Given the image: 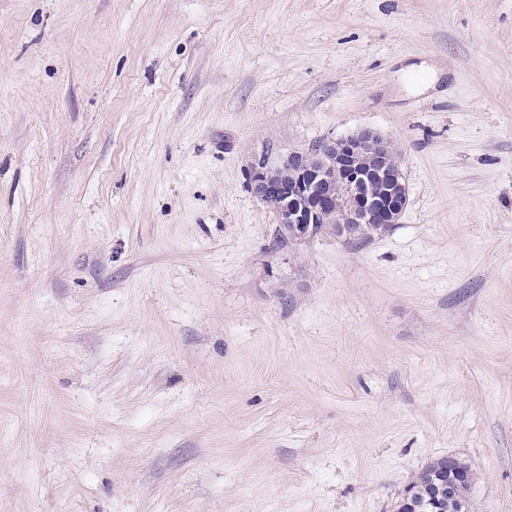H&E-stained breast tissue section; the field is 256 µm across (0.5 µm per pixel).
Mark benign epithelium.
Instances as JSON below:
<instances>
[{"mask_svg":"<svg viewBox=\"0 0 512 512\" xmlns=\"http://www.w3.org/2000/svg\"><path fill=\"white\" fill-rule=\"evenodd\" d=\"M247 187L272 208L283 245L301 243L336 230L348 237L366 224H396L405 208L407 186L391 142L365 129L325 140L310 150H282L268 145L246 171ZM471 471L448 458L445 471L429 477L448 501Z\"/></svg>","mask_w":512,"mask_h":512,"instance_id":"7a95c632","label":"benign epithelium"}]
</instances>
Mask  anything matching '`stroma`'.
Returning a JSON list of instances; mask_svg holds the SVG:
<instances>
[{
  "mask_svg": "<svg viewBox=\"0 0 512 512\" xmlns=\"http://www.w3.org/2000/svg\"><path fill=\"white\" fill-rule=\"evenodd\" d=\"M407 204L274 244L266 144ZM512 512V0H0V512ZM448 470L450 472V476L448 478ZM444 472L432 475L428 477L430 483L436 486L439 490L444 491V489L448 490V497L445 500H440L438 507L440 509H447V511L440 512H455L448 511V502H458L459 511L463 512H471V506L469 502H461L457 499L456 496V487L458 484L463 482L470 481L472 477L471 471L465 467L462 463L458 462L456 458L448 456V465L443 469Z\"/></svg>",
  "mask_w": 512,
  "mask_h": 512,
  "instance_id": "1",
  "label": "stroma"
}]
</instances>
